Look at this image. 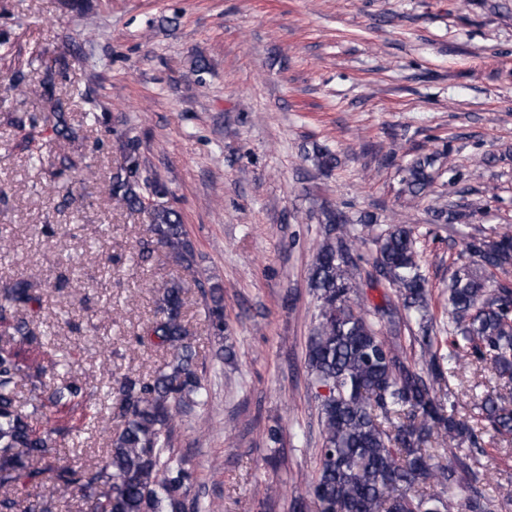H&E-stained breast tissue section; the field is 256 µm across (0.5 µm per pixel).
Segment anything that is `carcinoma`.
Returning <instances> with one entry per match:
<instances>
[{
  "instance_id": "carcinoma-1",
  "label": "carcinoma",
  "mask_w": 512,
  "mask_h": 512,
  "mask_svg": "<svg viewBox=\"0 0 512 512\" xmlns=\"http://www.w3.org/2000/svg\"><path fill=\"white\" fill-rule=\"evenodd\" d=\"M52 69L45 92L50 111L43 117L59 146L62 168L78 161L66 146L78 133L68 121L65 103L54 96ZM138 144L125 146L123 163L112 173L111 200L118 208L147 216L153 242L169 258L189 269L193 247L182 217L157 197L165 190L142 178ZM317 167L331 171L338 158L313 145ZM435 157H418L401 169V191L415 201L434 182ZM325 242L309 268V281L320 302V320L310 336L307 367L317 384L328 388L321 401V448L314 481L295 506L310 500L316 512H453L465 492L467 512H498L512 502V489L492 496L478 455L484 453L473 421L483 420L500 435L512 436V409L501 393L484 397L472 418L456 416L448 385L455 369L467 361L488 364L503 386L512 385V290L489 288L496 271L512 268V231L472 238L458 254L460 266L448 284V354H441L429 334L425 278L416 238L408 224H393L376 238L373 268L393 288L399 307L415 320L419 364L407 360L400 344L384 336L382 322L397 308L382 306L370 318L355 307L359 266L351 255L355 235L342 210L324 209ZM464 214L442 205L432 211L435 224H453ZM205 317L215 335L224 337V297L209 289ZM184 287L171 281L156 301L154 318L137 338L169 353L171 360L146 379L126 375L114 393L121 427L111 436L105 461L75 469L59 464V443L79 428L59 423L57 414L79 410L100 420L93 395L69 364L44 350L34 321L20 315L40 305L24 278L0 289V512H59L61 493L71 490L88 512H212V503L185 505L191 473L186 460L169 452L182 406L205 403L207 387L198 374L184 315ZM29 387L31 411L19 400L20 385ZM40 415L45 421L32 422ZM441 441L447 462H432L427 445ZM469 443V451L463 444ZM38 489L24 505L9 489L20 484Z\"/></svg>"
}]
</instances>
